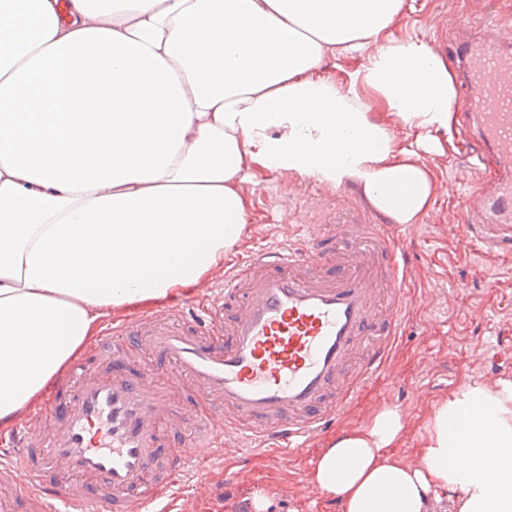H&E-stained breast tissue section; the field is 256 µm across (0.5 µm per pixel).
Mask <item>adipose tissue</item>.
I'll use <instances>...</instances> for the list:
<instances>
[{
    "mask_svg": "<svg viewBox=\"0 0 512 512\" xmlns=\"http://www.w3.org/2000/svg\"><path fill=\"white\" fill-rule=\"evenodd\" d=\"M405 0H0V436L103 324L224 276L259 174L432 210L446 63L395 34ZM357 60L345 82L328 58ZM378 408L320 448L343 512H512V381L434 401L417 462Z\"/></svg>",
    "mask_w": 512,
    "mask_h": 512,
    "instance_id": "obj_1",
    "label": "adipose tissue"
}]
</instances>
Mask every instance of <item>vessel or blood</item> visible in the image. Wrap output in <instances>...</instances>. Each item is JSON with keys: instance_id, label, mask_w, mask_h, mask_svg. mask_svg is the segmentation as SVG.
<instances>
[{"instance_id": "1", "label": "vessel or blood", "mask_w": 512, "mask_h": 512, "mask_svg": "<svg viewBox=\"0 0 512 512\" xmlns=\"http://www.w3.org/2000/svg\"><path fill=\"white\" fill-rule=\"evenodd\" d=\"M487 39L478 59H454L475 141L466 168L480 187L467 223L490 229L512 223V24L495 23ZM410 275L398 226L364 214L264 246L191 306L107 327L93 361L62 376L0 450V512H156L189 468L208 469L225 449L271 443L303 455L389 361ZM164 365L183 387L154 377Z\"/></svg>"}]
</instances>
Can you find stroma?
Instances as JSON below:
<instances>
[{
    "label": "stroma",
    "instance_id": "1",
    "mask_svg": "<svg viewBox=\"0 0 512 512\" xmlns=\"http://www.w3.org/2000/svg\"><path fill=\"white\" fill-rule=\"evenodd\" d=\"M490 17L512 20V0H406L398 34L415 35L433 46L447 42L457 24ZM439 185L433 209L421 223L402 227L413 267L410 287L416 304L398 340L391 365L371 379L336 422V430L358 427L363 414L390 405L411 423L398 452L413 457L432 402L470 381L512 380V254L483 245L461 251L464 202L477 188L460 153L457 131H450L444 153L425 155ZM255 221L248 225L237 257L278 238L285 226L341 224L355 208L368 207L357 190H331L310 178L265 174L254 194ZM495 287H487V277ZM436 364H429V357ZM280 469L275 452L259 448L247 458L226 454L225 466L237 473L225 482L219 471L189 476L182 490L195 493V512H250L255 489L273 495L275 512H340L335 498L308 500L301 492L311 457Z\"/></svg>",
    "mask_w": 512,
    "mask_h": 512
}]
</instances>
